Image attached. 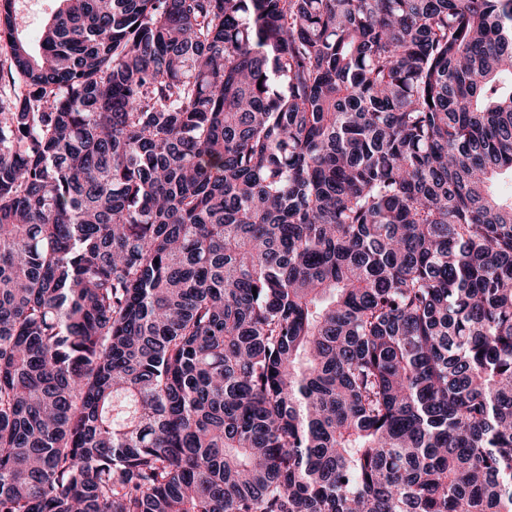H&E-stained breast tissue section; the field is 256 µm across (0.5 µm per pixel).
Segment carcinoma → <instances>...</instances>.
I'll list each match as a JSON object with an SVG mask.
<instances>
[{
	"label": "carcinoma",
	"mask_w": 512,
	"mask_h": 512,
	"mask_svg": "<svg viewBox=\"0 0 512 512\" xmlns=\"http://www.w3.org/2000/svg\"><path fill=\"white\" fill-rule=\"evenodd\" d=\"M15 2L0 512H512V0ZM60 3L58 0H17L18 33L33 53H38L41 33Z\"/></svg>",
	"instance_id": "carcinoma-1"
}]
</instances>
